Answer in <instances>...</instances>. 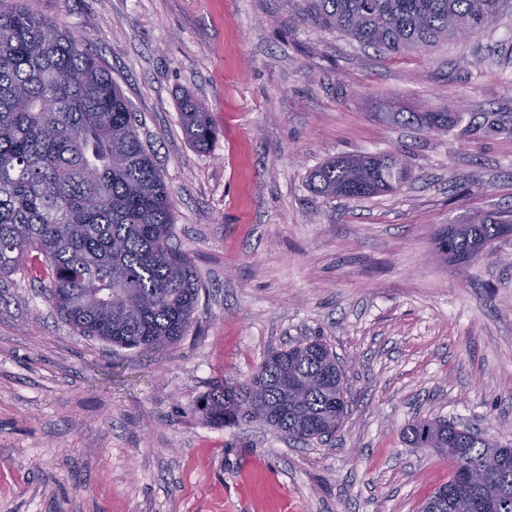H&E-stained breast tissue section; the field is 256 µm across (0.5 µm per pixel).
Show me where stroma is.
<instances>
[{
  "instance_id": "stroma-1",
  "label": "stroma",
  "mask_w": 512,
  "mask_h": 512,
  "mask_svg": "<svg viewBox=\"0 0 512 512\" xmlns=\"http://www.w3.org/2000/svg\"><path fill=\"white\" fill-rule=\"evenodd\" d=\"M86 41L121 87L169 185L176 242L203 284L195 322L143 354L83 336L19 271L0 281V512H418L445 457L416 418L512 446V237L458 272L433 237L512 211V120L437 135L390 120L457 100L512 113V15L424 55L298 21L304 0H29ZM211 112L186 139L185 98ZM403 155L402 188L326 200L310 170ZM319 339L349 414L302 445L195 404L272 351ZM180 123L188 141L199 150H206L215 136L211 113L187 98L180 112Z\"/></svg>"
}]
</instances>
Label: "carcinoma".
<instances>
[{"label":"carcinoma","mask_w":512,"mask_h":512,"mask_svg":"<svg viewBox=\"0 0 512 512\" xmlns=\"http://www.w3.org/2000/svg\"><path fill=\"white\" fill-rule=\"evenodd\" d=\"M307 19L389 54L418 53L474 36L512 9V0H306ZM441 132L463 121L445 105L400 112ZM180 123L205 150L211 113L186 99ZM408 169L395 154L347 155L309 174L327 198L358 199L400 189ZM171 190L146 151L121 87L56 22L17 4L0 8V281L32 256L28 273L48 276L49 298L85 336L124 349L177 345L190 330L202 290L174 243ZM505 235L484 215L450 224L437 252L464 272ZM195 409L216 426L262 422L298 443L332 436L348 414L336 355L313 339L263 358L243 381H220ZM413 448L448 458L452 475L422 503L435 512H512V448L441 419L403 431ZM468 466L487 467L482 485L462 487Z\"/></svg>","instance_id":"1"}]
</instances>
